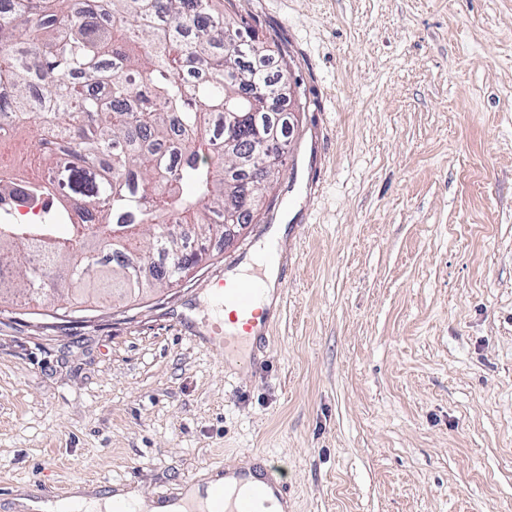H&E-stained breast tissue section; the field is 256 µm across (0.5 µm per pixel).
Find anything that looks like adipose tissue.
Returning <instances> with one entry per match:
<instances>
[{"label":"adipose tissue","mask_w":512,"mask_h":512,"mask_svg":"<svg viewBox=\"0 0 512 512\" xmlns=\"http://www.w3.org/2000/svg\"><path fill=\"white\" fill-rule=\"evenodd\" d=\"M212 474H204L199 482L185 486L175 499L161 503L122 490L108 496L87 498L68 496L60 499H33L23 502L26 512H187L199 510L212 483Z\"/></svg>","instance_id":"adipose-tissue-1"}]
</instances>
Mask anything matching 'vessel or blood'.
Segmentation results:
<instances>
[{"instance_id":"b4317fda","label":"vessel or blood","mask_w":512,"mask_h":512,"mask_svg":"<svg viewBox=\"0 0 512 512\" xmlns=\"http://www.w3.org/2000/svg\"><path fill=\"white\" fill-rule=\"evenodd\" d=\"M264 279L240 280L225 275L213 290L217 305L228 315L224 323V344L247 345L249 357H256L258 346L248 345L255 329L266 326L267 315L260 306L265 292ZM223 483L212 486L206 512H266L271 503L287 505L291 488L279 471L257 455L244 466H224Z\"/></svg>"}]
</instances>
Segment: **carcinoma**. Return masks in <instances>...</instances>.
Returning a JSON list of instances; mask_svg holds the SVG:
<instances>
[{"label":"carcinoma","instance_id":"1","mask_svg":"<svg viewBox=\"0 0 512 512\" xmlns=\"http://www.w3.org/2000/svg\"><path fill=\"white\" fill-rule=\"evenodd\" d=\"M224 0H17L0 13V145L36 129L27 166L67 169L65 182L0 169V252L9 290L30 302L73 255L54 289L67 317L112 253L107 289L136 299L179 284L198 264L193 241L249 224L280 171L250 179L288 148L287 72L267 71L274 50H242ZM16 205L41 208L11 223ZM72 224L60 240L54 226Z\"/></svg>","mask_w":512,"mask_h":512}]
</instances>
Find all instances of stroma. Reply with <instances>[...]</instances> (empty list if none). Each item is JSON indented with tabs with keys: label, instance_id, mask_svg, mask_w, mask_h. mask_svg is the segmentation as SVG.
I'll return each instance as SVG.
<instances>
[{
	"label": "stroma",
	"instance_id": "35a3bbf8",
	"mask_svg": "<svg viewBox=\"0 0 512 512\" xmlns=\"http://www.w3.org/2000/svg\"><path fill=\"white\" fill-rule=\"evenodd\" d=\"M306 112L274 188L285 283L230 365L194 275L66 319L0 300V512L160 500L258 453L288 512H512V0H224Z\"/></svg>",
	"mask_w": 512,
	"mask_h": 512
}]
</instances>
